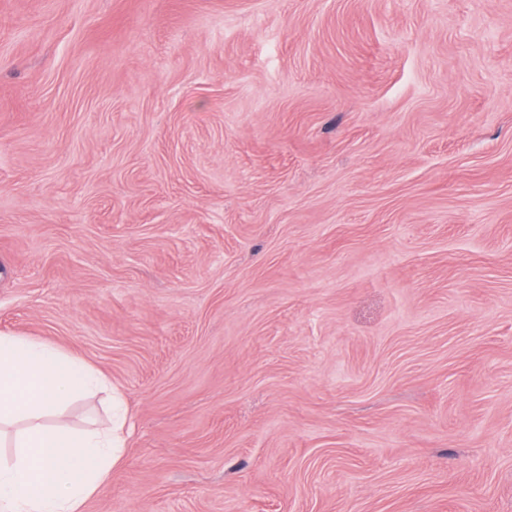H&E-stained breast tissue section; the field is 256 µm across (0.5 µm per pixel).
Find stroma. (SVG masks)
Wrapping results in <instances>:
<instances>
[{"instance_id":"1","label":"stroma","mask_w":512,"mask_h":512,"mask_svg":"<svg viewBox=\"0 0 512 512\" xmlns=\"http://www.w3.org/2000/svg\"><path fill=\"white\" fill-rule=\"evenodd\" d=\"M1 334L84 512H512V0H0ZM101 379L87 365L26 336L0 335V425L26 422L14 460L0 465L1 512H82L122 458L126 410L113 391L109 425L73 433L55 416L77 392Z\"/></svg>"}]
</instances>
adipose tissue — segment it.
<instances>
[{
  "mask_svg": "<svg viewBox=\"0 0 512 512\" xmlns=\"http://www.w3.org/2000/svg\"><path fill=\"white\" fill-rule=\"evenodd\" d=\"M87 365L26 336L0 335V425L23 423L19 452L0 466V512H81L122 458L126 410L112 396L109 425L74 433L47 424L77 392L98 386Z\"/></svg>",
  "mask_w": 512,
  "mask_h": 512,
  "instance_id": "1",
  "label": "adipose tissue"
}]
</instances>
